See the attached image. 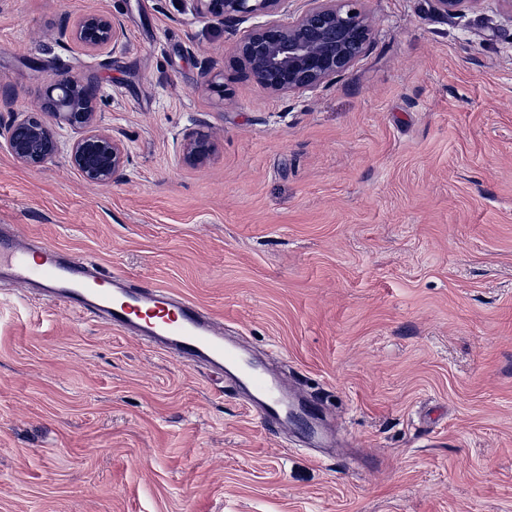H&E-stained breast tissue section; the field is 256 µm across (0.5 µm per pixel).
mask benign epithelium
Segmentation results:
<instances>
[{
  "label": "benign epithelium",
  "instance_id": "1",
  "mask_svg": "<svg viewBox=\"0 0 512 512\" xmlns=\"http://www.w3.org/2000/svg\"><path fill=\"white\" fill-rule=\"evenodd\" d=\"M193 11L224 25L256 18L258 22L236 44L235 52L253 81L263 89L290 95L328 87L366 52L371 25L360 0H303L292 11V0H190ZM445 16H454L479 0H436ZM288 13V21H260L259 17ZM59 36L85 52L111 53L122 41L121 21L89 12ZM47 111L13 112L9 123H0L16 160L38 167L60 150L59 130L76 134L69 144V159L88 182L107 186L129 162L123 142L102 126L100 90L90 77L68 75L51 85L45 95ZM184 157L201 163L212 151L203 134L183 143Z\"/></svg>",
  "mask_w": 512,
  "mask_h": 512
}]
</instances>
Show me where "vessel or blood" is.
Masks as SVG:
<instances>
[{
	"label": "vessel or blood",
	"mask_w": 512,
	"mask_h": 512,
	"mask_svg": "<svg viewBox=\"0 0 512 512\" xmlns=\"http://www.w3.org/2000/svg\"><path fill=\"white\" fill-rule=\"evenodd\" d=\"M35 288L49 301L102 320L184 365L208 370L244 387L253 412L284 428L301 416L309 439L319 435L318 408L285 383L251 366L227 339L222 321L190 299L149 281H133L94 260L53 245H30L18 232L0 228V281Z\"/></svg>",
	"instance_id": "1"
}]
</instances>
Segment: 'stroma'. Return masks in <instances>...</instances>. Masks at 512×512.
<instances>
[{
	"mask_svg": "<svg viewBox=\"0 0 512 512\" xmlns=\"http://www.w3.org/2000/svg\"><path fill=\"white\" fill-rule=\"evenodd\" d=\"M89 10L125 26L111 55L56 38ZM361 10L364 56L274 96L235 58L249 22L189 0H0V97L93 77L129 154L105 187L69 130L37 168L0 138V224L197 302L336 432L272 433L214 374L0 282V512H512V12ZM182 151L187 160L201 163L210 156L212 144L206 135L200 134L186 139Z\"/></svg>",
	"mask_w": 512,
	"mask_h": 512,
	"instance_id": "35a3bbf8",
	"label": "stroma"
}]
</instances>
